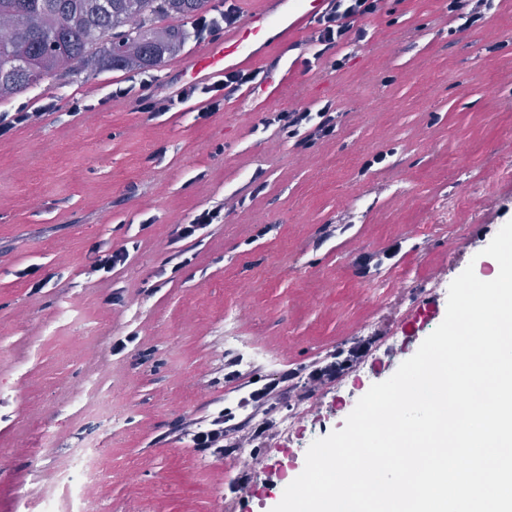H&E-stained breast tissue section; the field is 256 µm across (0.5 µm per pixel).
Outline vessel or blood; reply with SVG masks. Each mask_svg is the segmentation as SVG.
Listing matches in <instances>:
<instances>
[{
    "mask_svg": "<svg viewBox=\"0 0 512 512\" xmlns=\"http://www.w3.org/2000/svg\"><path fill=\"white\" fill-rule=\"evenodd\" d=\"M325 5L326 0H261L260 9L251 12L244 24L212 42L197 58L193 67L196 76L215 77L261 59L270 45L301 34L303 22L319 14Z\"/></svg>",
    "mask_w": 512,
    "mask_h": 512,
    "instance_id": "vessel-or-blood-1",
    "label": "vessel or blood"
}]
</instances>
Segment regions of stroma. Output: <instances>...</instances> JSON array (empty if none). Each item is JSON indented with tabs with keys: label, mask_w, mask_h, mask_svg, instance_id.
Wrapping results in <instances>:
<instances>
[{
	"label": "stroma",
	"mask_w": 512,
	"mask_h": 512,
	"mask_svg": "<svg viewBox=\"0 0 512 512\" xmlns=\"http://www.w3.org/2000/svg\"><path fill=\"white\" fill-rule=\"evenodd\" d=\"M367 24L370 41L343 71L294 64L290 89L244 91L205 120L193 104L152 120L110 100L122 72L33 91L56 111L0 138V512H44L47 492L63 499L57 467L91 444L99 480L84 497L97 512H271L282 496L269 471L296 478L310 439L247 427L248 457L204 461L158 435L212 404L246 417L239 399L263 386L274 419L321 437L342 429L446 314L447 290L407 288L384 310L375 284L407 267L447 282L469 266L491 273L479 253L512 220V178L446 230L419 227L442 198L512 161V0L471 28L442 0H398ZM207 48L188 38L158 71L162 94L192 81ZM76 96L94 111L69 116ZM326 99L343 113L335 138L299 147L260 125ZM210 206L223 223L192 266L157 285L177 226ZM131 240L123 268L87 277L97 248ZM27 266L49 277L41 292L18 278ZM132 331L138 343L113 353ZM349 349L353 363L309 396L283 393ZM237 358L239 376L226 378ZM91 382L111 391L113 421L84 408Z\"/></svg>",
	"instance_id": "obj_1"
}]
</instances>
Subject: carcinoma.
I'll return each mask as SVG.
<instances>
[{"label":"carcinoma","instance_id":"carcinoma-1","mask_svg":"<svg viewBox=\"0 0 512 512\" xmlns=\"http://www.w3.org/2000/svg\"><path fill=\"white\" fill-rule=\"evenodd\" d=\"M210 0H0L12 20L0 40V101L47 80L95 74L106 67H160L188 38L165 19H195Z\"/></svg>","mask_w":512,"mask_h":512}]
</instances>
